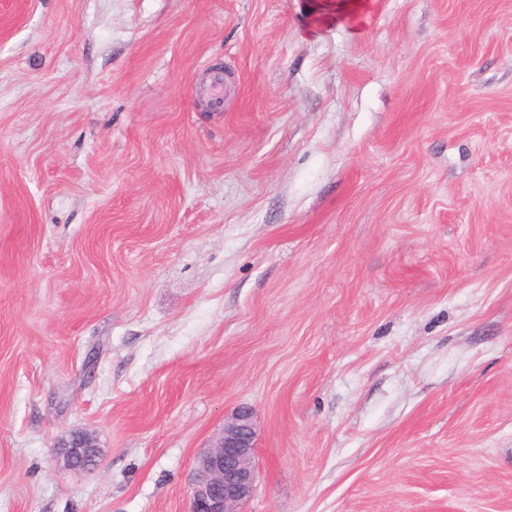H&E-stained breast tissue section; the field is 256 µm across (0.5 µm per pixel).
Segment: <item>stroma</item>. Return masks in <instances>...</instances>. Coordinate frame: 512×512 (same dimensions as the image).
I'll return each mask as SVG.
<instances>
[{
	"instance_id": "1",
	"label": "stroma",
	"mask_w": 512,
	"mask_h": 512,
	"mask_svg": "<svg viewBox=\"0 0 512 512\" xmlns=\"http://www.w3.org/2000/svg\"><path fill=\"white\" fill-rule=\"evenodd\" d=\"M311 3L0 0V512H512V0ZM375 4V0L319 3L310 17L308 34L337 22L340 25L348 26L351 31L357 32L361 28L363 19ZM256 424L250 407H239L211 448L196 459L188 512H240L256 483ZM63 466L72 471L92 473L100 462L101 450L88 432H74L59 444Z\"/></svg>"
}]
</instances>
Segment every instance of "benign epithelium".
<instances>
[{
	"label": "benign epithelium",
	"instance_id": "benign-epithelium-1",
	"mask_svg": "<svg viewBox=\"0 0 512 512\" xmlns=\"http://www.w3.org/2000/svg\"><path fill=\"white\" fill-rule=\"evenodd\" d=\"M256 424L251 408L242 406L224 424L214 445L196 459L190 482L188 512H240L256 483ZM63 466L91 473L101 450L88 432H74L59 444Z\"/></svg>",
	"mask_w": 512,
	"mask_h": 512
}]
</instances>
